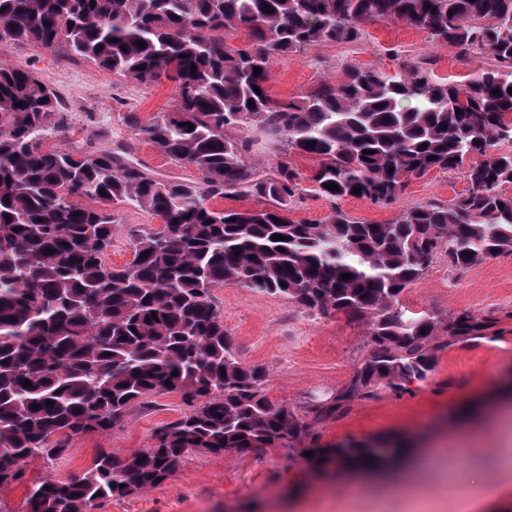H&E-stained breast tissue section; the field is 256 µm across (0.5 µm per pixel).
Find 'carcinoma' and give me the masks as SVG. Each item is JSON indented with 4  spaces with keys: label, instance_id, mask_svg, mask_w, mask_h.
<instances>
[{
    "label": "carcinoma",
    "instance_id": "1",
    "mask_svg": "<svg viewBox=\"0 0 512 512\" xmlns=\"http://www.w3.org/2000/svg\"><path fill=\"white\" fill-rule=\"evenodd\" d=\"M383 22L485 62L459 81L424 64L397 75L349 65L335 84L271 95V57L357 43ZM239 32L242 47L232 43ZM22 45L60 48L138 83L174 82L171 110L123 122L201 180L152 174L130 142L91 154L44 148L50 134L72 135L60 97L29 66L0 62V484L19 479L27 459H57L70 437L109 431L132 404L175 392L202 404L158 428L151 448L122 460L101 453L78 480L34 486L29 512H91L137 496L191 452L289 448L314 452L323 468H369L397 453L380 442L317 448L315 427L382 388L405 391L436 352L497 324L468 311L412 312L401 297L440 256L466 272L512 254V0H0V50ZM260 137L319 158L317 167L307 178L286 162L260 174L250 162ZM458 169L464 194L383 224L336 206L346 197L387 206L410 179ZM304 179L331 203L322 220L291 216ZM232 195L261 205L213 206ZM118 203L164 227L114 267L105 257ZM226 282L366 324L349 383L304 415L272 404L264 373L237 359L224 330L214 291Z\"/></svg>",
    "mask_w": 512,
    "mask_h": 512
}]
</instances>
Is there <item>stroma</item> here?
Returning a JSON list of instances; mask_svg holds the SVG:
<instances>
[{
  "label": "stroma",
  "mask_w": 512,
  "mask_h": 512,
  "mask_svg": "<svg viewBox=\"0 0 512 512\" xmlns=\"http://www.w3.org/2000/svg\"><path fill=\"white\" fill-rule=\"evenodd\" d=\"M354 44H323L309 53L275 56L270 61L271 93L296 97L319 82L337 83L346 66L374 67L395 73L402 64L427 59L440 78L460 80L477 59L460 58L431 45L425 32L403 24H377ZM0 61L28 63L61 97L76 139L92 150L105 141L130 138L124 113L148 119L167 111L175 99L173 83L143 85L112 76L59 49L12 47ZM468 182L460 171L435 172L412 180L398 201L387 208L347 198L340 206L356 220L385 223L406 207L431 199L448 201ZM122 222L108 261L122 266L133 259L132 242L145 231L163 227L160 218L129 205L119 208ZM224 327L243 363L265 371V394L276 404L296 410L332 396L348 382L363 356L366 327L343 314L324 316L278 295L227 283L215 291ZM411 311L440 316L468 311L497 317L493 339L461 341L439 351L426 380L402 393L380 390L378 397L353 402L348 413L318 426L319 444L343 441L406 439L425 444L441 455L440 464L420 477L390 490L378 480L361 477L350 485L349 472L324 478L304 457L289 448H266L244 455L190 454L159 486L140 495L110 499L93 512H466L482 484L512 489V469L499 467L501 447L495 431L475 441L464 439L452 425L451 403L512 382V255L484 261L463 274L436 260L402 295ZM189 404L169 393L133 406L120 426L91 431L71 439L57 460L28 459L20 479L0 485V512H28L33 485L47 478H81L100 452L117 457L154 444L162 424L181 418ZM330 492H322L323 480Z\"/></svg>",
  "instance_id": "obj_1"
}]
</instances>
